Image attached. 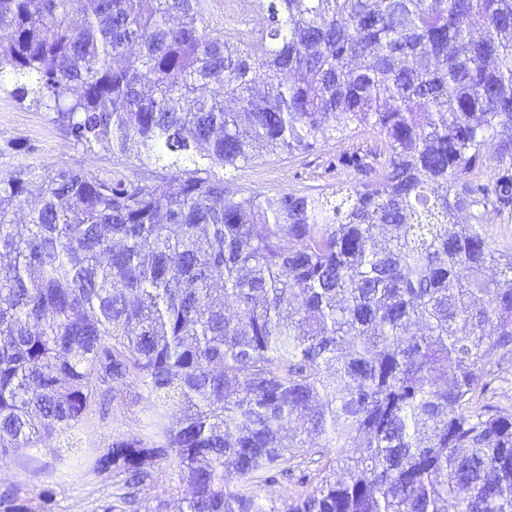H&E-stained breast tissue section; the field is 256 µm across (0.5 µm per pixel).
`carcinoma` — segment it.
I'll use <instances>...</instances> for the list:
<instances>
[{
	"label": "carcinoma",
	"instance_id": "obj_1",
	"mask_svg": "<svg viewBox=\"0 0 512 512\" xmlns=\"http://www.w3.org/2000/svg\"><path fill=\"white\" fill-rule=\"evenodd\" d=\"M86 3L0 0V89L171 173L0 169V463L77 457L87 415L148 398V433L88 457L98 512H167L140 493L170 460L181 512H279L236 484L280 479L313 485L287 512H512V413L482 401L512 352L484 232L512 207V0H252L249 31L207 0ZM356 128L378 143L328 170L358 183L227 177Z\"/></svg>",
	"mask_w": 512,
	"mask_h": 512
}]
</instances>
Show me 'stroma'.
<instances>
[{
	"instance_id": "obj_1",
	"label": "stroma",
	"mask_w": 512,
	"mask_h": 512,
	"mask_svg": "<svg viewBox=\"0 0 512 512\" xmlns=\"http://www.w3.org/2000/svg\"><path fill=\"white\" fill-rule=\"evenodd\" d=\"M370 130L355 129L349 139L333 137L320 139L315 153L290 156L270 153L254 163L233 172L238 185L248 189L274 193L282 190L309 192L326 185L329 179H353L348 170H338L335 176L324 173L328 159L342 153L353 144L374 142ZM22 145L35 148L34 157L19 153ZM35 160L43 167L83 166L95 170L125 168L126 163L110 153L90 152L77 147L50 121L44 112L19 103L9 92L0 91V168L5 169ZM151 413L140 406L130 413L113 406L109 415L90 414L80 425L77 436L85 452H92L113 435L147 432ZM21 487L29 500L31 512H41L42 493L51 491L53 512H97L102 501L111 498L113 488L96 475L89 464L81 460L61 463L44 446L20 451L14 463L0 467V489Z\"/></svg>"
}]
</instances>
